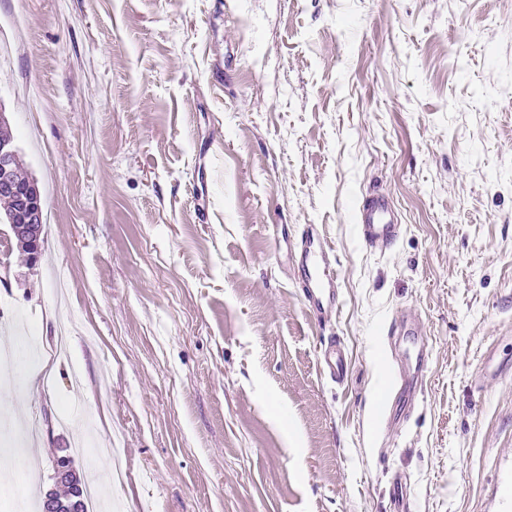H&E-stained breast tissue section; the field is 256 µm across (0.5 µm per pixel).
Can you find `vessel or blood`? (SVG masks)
I'll return each instance as SVG.
<instances>
[{"label":"vessel or blood","mask_w":512,"mask_h":512,"mask_svg":"<svg viewBox=\"0 0 512 512\" xmlns=\"http://www.w3.org/2000/svg\"><path fill=\"white\" fill-rule=\"evenodd\" d=\"M357 223L365 245L374 251L390 249L401 231L386 196L381 192L369 195L357 212ZM297 251V278L307 305L317 320H328L339 304L340 291L331 267L332 248L319 225L304 226L297 243ZM425 355L426 350L422 347L401 354L397 361L400 386L411 385V367L421 364ZM320 368L332 380L343 381L346 359L343 349L336 341H328L325 345L321 353Z\"/></svg>","instance_id":"vessel-or-blood-1"}]
</instances>
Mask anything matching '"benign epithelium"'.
Returning <instances> with one entry per match:
<instances>
[{"instance_id":"7a95c632","label":"benign epithelium","mask_w":512,"mask_h":512,"mask_svg":"<svg viewBox=\"0 0 512 512\" xmlns=\"http://www.w3.org/2000/svg\"><path fill=\"white\" fill-rule=\"evenodd\" d=\"M22 158L14 137H0V199L8 203L0 213V222L11 227L10 251L26 255L36 262L42 246V204L37 182L30 177L21 180L16 170ZM53 487L45 499L47 512H82L81 479L73 458L58 454L53 458Z\"/></svg>"}]
</instances>
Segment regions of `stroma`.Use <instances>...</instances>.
I'll return each instance as SVG.
<instances>
[{
	"instance_id": "35a3bbf8",
	"label": "stroma",
	"mask_w": 512,
	"mask_h": 512,
	"mask_svg": "<svg viewBox=\"0 0 512 512\" xmlns=\"http://www.w3.org/2000/svg\"><path fill=\"white\" fill-rule=\"evenodd\" d=\"M0 110L47 216L33 265L0 224V331L24 320L53 382L12 408L54 426L0 445V512H34L87 415L75 465L118 451L120 512H390L398 475L410 512H512V0H0ZM307 224L340 275L324 323ZM404 314L430 357L392 423ZM357 223L365 245L373 251H386L397 241V224L389 202L382 192L369 195L357 212ZM319 226L307 224L300 234L297 278L310 311L318 321H326L338 307L340 291L331 267L332 248ZM346 365L343 349L337 345L335 339L329 340L321 353L320 368L322 372L340 383L344 380Z\"/></svg>"
}]
</instances>
